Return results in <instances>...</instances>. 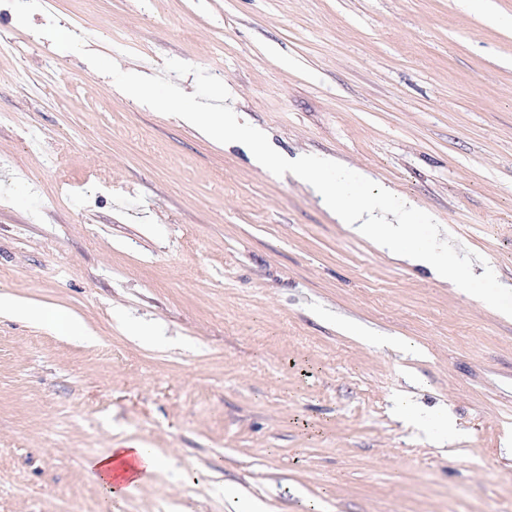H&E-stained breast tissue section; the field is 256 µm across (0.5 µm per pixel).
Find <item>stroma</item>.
Wrapping results in <instances>:
<instances>
[{
	"label": "stroma",
	"mask_w": 512,
	"mask_h": 512,
	"mask_svg": "<svg viewBox=\"0 0 512 512\" xmlns=\"http://www.w3.org/2000/svg\"><path fill=\"white\" fill-rule=\"evenodd\" d=\"M457 0H58L120 67L174 58L280 154L431 213L512 288V29ZM55 61L60 76L47 80ZM0 512H512V317L349 234L317 191L127 98L0 5ZM452 438L407 424L403 403ZM0 308H1V311H2V309H4L10 313L24 317L29 320H32V319H36V320H44L45 319V320H51V321H53V320L61 321L62 320L61 316L55 312H48V311H44L41 309L32 308L24 303H21V302L15 301V300H11V299H7L2 296L0 298ZM161 466V457L154 448L146 446L111 448L109 452L86 461L88 473L101 489L108 506L142 480L137 478L129 481L130 478L142 472L151 474Z\"/></svg>",
	"instance_id": "1"
}]
</instances>
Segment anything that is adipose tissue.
I'll return each mask as SVG.
<instances>
[{
	"instance_id": "ef3b65f1",
	"label": "adipose tissue",
	"mask_w": 512,
	"mask_h": 512,
	"mask_svg": "<svg viewBox=\"0 0 512 512\" xmlns=\"http://www.w3.org/2000/svg\"><path fill=\"white\" fill-rule=\"evenodd\" d=\"M161 466L162 459L155 449L144 446L114 448L90 457L86 462L89 475L96 481L108 503L132 488L133 477L143 472H156Z\"/></svg>"
}]
</instances>
